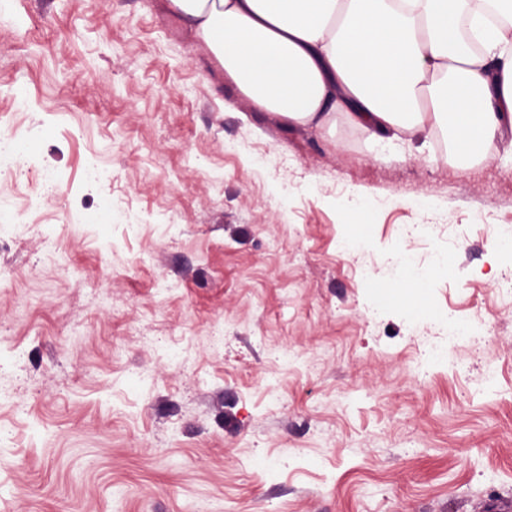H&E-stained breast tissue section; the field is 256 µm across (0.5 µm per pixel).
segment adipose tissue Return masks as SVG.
<instances>
[{"mask_svg":"<svg viewBox=\"0 0 512 512\" xmlns=\"http://www.w3.org/2000/svg\"><path fill=\"white\" fill-rule=\"evenodd\" d=\"M252 106L309 133L512 161V0H169Z\"/></svg>","mask_w":512,"mask_h":512,"instance_id":"obj_1","label":"adipose tissue"}]
</instances>
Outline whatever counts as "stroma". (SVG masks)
I'll return each instance as SVG.
<instances>
[{
	"instance_id": "stroma-1",
	"label": "stroma",
	"mask_w": 512,
	"mask_h": 512,
	"mask_svg": "<svg viewBox=\"0 0 512 512\" xmlns=\"http://www.w3.org/2000/svg\"><path fill=\"white\" fill-rule=\"evenodd\" d=\"M21 132L60 203L0 240V512L512 497V299L495 288L512 166L495 151L382 146L341 116L321 137L290 128L168 0L0 9V134ZM104 200L111 223L64 222ZM351 230L365 253L346 254ZM403 250L410 282L387 273ZM411 305L467 323L481 352Z\"/></svg>"
}]
</instances>
